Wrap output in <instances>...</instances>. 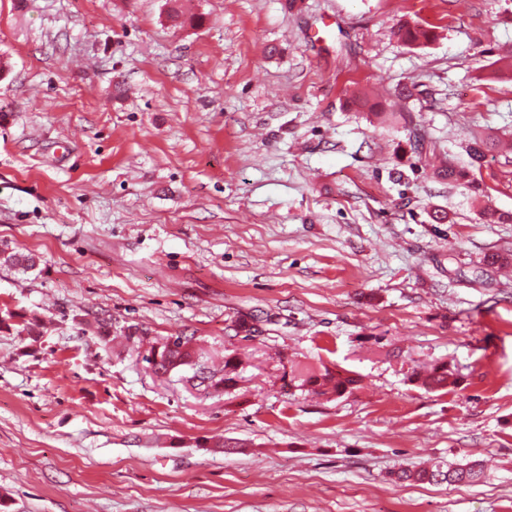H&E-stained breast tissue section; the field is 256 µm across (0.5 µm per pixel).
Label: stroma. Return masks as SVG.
<instances>
[{
	"label": "stroma",
	"instance_id": "35a3bbf8",
	"mask_svg": "<svg viewBox=\"0 0 512 512\" xmlns=\"http://www.w3.org/2000/svg\"><path fill=\"white\" fill-rule=\"evenodd\" d=\"M180 4L0 0V253L35 259L0 264V512H512V265L483 262L512 223L481 216L512 214V153L477 191L433 176L512 138V0ZM131 326L242 377L156 376ZM442 361L458 388L411 382ZM298 363L361 385L287 390ZM240 362L235 358L228 357L224 360V368L221 370L209 371V373L200 379L198 385H204L205 389H211L214 391H224V387L235 382V378L238 377ZM483 473V466L479 460L469 461L466 464H449L446 471L422 467L418 469L400 468L394 473L399 482L413 483H442L451 485H465L477 482ZM440 477V479H438Z\"/></svg>",
	"mask_w": 512,
	"mask_h": 512
}]
</instances>
